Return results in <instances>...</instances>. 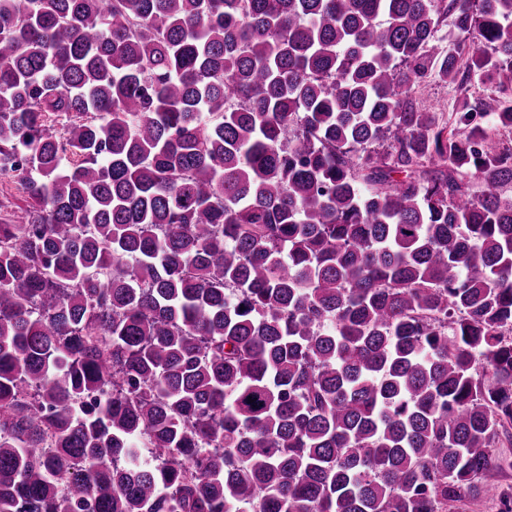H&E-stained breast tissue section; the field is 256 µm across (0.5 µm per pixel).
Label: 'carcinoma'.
Returning <instances> with one entry per match:
<instances>
[{
    "label": "carcinoma",
    "instance_id": "1",
    "mask_svg": "<svg viewBox=\"0 0 512 512\" xmlns=\"http://www.w3.org/2000/svg\"><path fill=\"white\" fill-rule=\"evenodd\" d=\"M510 86L512 0H0V512L490 493ZM493 89L491 84L481 83L477 79L460 89L457 84L443 83L429 75L416 80L412 97L417 106L427 112H435L440 123H445L448 122L451 112H454L459 99L465 97L474 106ZM27 197L19 191L14 184L2 183L0 185V222L1 219L6 217L5 215L9 214V217L14 214V212H19L21 209L26 208L28 202Z\"/></svg>",
    "mask_w": 512,
    "mask_h": 512
}]
</instances>
